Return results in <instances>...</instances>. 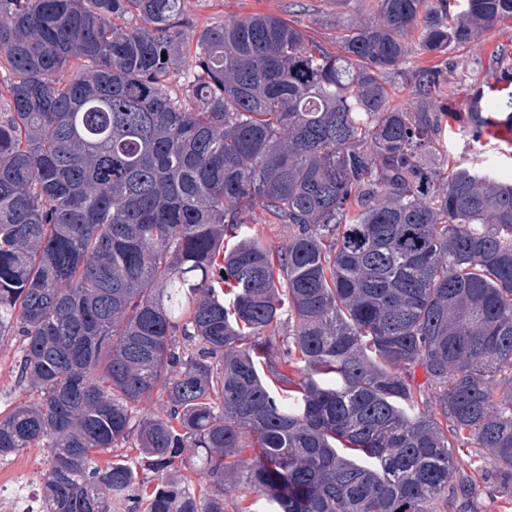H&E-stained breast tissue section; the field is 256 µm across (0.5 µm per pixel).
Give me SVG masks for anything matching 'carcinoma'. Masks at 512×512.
<instances>
[{
	"label": "carcinoma",
	"mask_w": 512,
	"mask_h": 512,
	"mask_svg": "<svg viewBox=\"0 0 512 512\" xmlns=\"http://www.w3.org/2000/svg\"><path fill=\"white\" fill-rule=\"evenodd\" d=\"M185 5L0 0V339L30 393L0 457L49 450L44 512H448L473 449L512 496V179L438 166L447 113L385 81L406 36L443 53L512 0H377L335 50L277 15L187 40ZM493 105L466 123L512 132ZM267 217L261 212L257 213V223L254 224L256 233L272 248H277L288 240L289 230L285 224H268Z\"/></svg>",
	"instance_id": "carcinoma-1"
}]
</instances>
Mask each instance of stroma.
I'll use <instances>...</instances> for the list:
<instances>
[{"mask_svg": "<svg viewBox=\"0 0 512 512\" xmlns=\"http://www.w3.org/2000/svg\"><path fill=\"white\" fill-rule=\"evenodd\" d=\"M377 13L376 0H186L185 36L207 25H218L234 17L253 14L279 15L294 23L306 35L331 42L337 32L360 20H372ZM421 69L438 72L440 94L425 101L406 75ZM512 73V21L483 30L466 47L443 53L421 52L410 46L401 74L391 75L395 103L418 107L431 103L450 116L451 129L446 140L450 163L469 166L475 163L512 173V146L502 135L476 133L462 121L469 109V99L478 89L488 88L503 73ZM458 466L479 487L470 502L472 512H512V499L484 483L482 474L490 470L489 459L459 456ZM51 468L46 449L29 448L0 458V494L16 500L20 506L41 508L45 477Z\"/></svg>", "mask_w": 512, "mask_h": 512, "instance_id": "35a3bbf8", "label": "stroma"}]
</instances>
